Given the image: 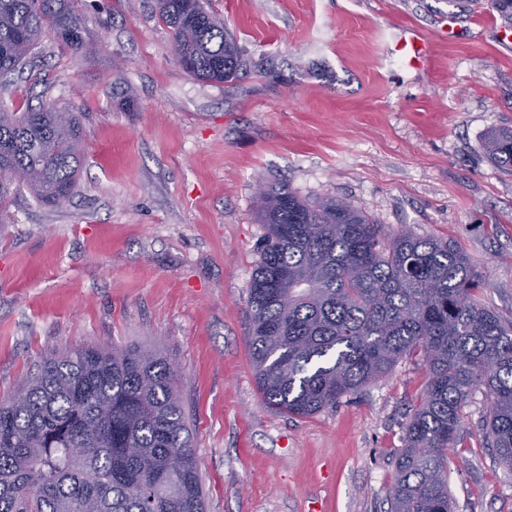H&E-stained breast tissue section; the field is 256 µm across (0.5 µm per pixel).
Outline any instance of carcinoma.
Returning <instances> with one entry per match:
<instances>
[{
    "label": "carcinoma",
    "mask_w": 512,
    "mask_h": 512,
    "mask_svg": "<svg viewBox=\"0 0 512 512\" xmlns=\"http://www.w3.org/2000/svg\"><path fill=\"white\" fill-rule=\"evenodd\" d=\"M80 0H0V77L49 37L92 53ZM185 69L224 82L242 67L233 36L202 0H154ZM79 112L0 105V202L8 186L55 205L83 164ZM512 170V131L484 144ZM267 231L248 288L255 380L295 417L336 406L415 356L427 382L404 427L390 512H451L448 448L479 387L498 462L512 469V317L485 307L484 277L458 246L404 228L383 231L336 197L288 185L258 197ZM160 349L75 346L45 359L0 402V512H205L189 418ZM83 449L75 458L71 449Z\"/></svg>",
    "instance_id": "1"
}]
</instances>
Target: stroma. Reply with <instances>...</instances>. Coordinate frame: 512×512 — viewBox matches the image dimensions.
<instances>
[{"label":"stroma","mask_w":512,"mask_h":512,"mask_svg":"<svg viewBox=\"0 0 512 512\" xmlns=\"http://www.w3.org/2000/svg\"><path fill=\"white\" fill-rule=\"evenodd\" d=\"M244 67L203 82L171 53L153 0H82L97 51L43 39L0 89L16 109L84 113L65 205L12 192L0 212V400L77 345L159 346L201 459L206 512H388L407 413L406 359L336 407L265 404L247 295L265 226L256 179L351 201L388 230L448 239L512 314V171L484 151L512 129V25L487 0H210ZM431 44L412 64L400 45ZM485 390L448 451L454 512H512V471L486 445Z\"/></svg>","instance_id":"1"}]
</instances>
